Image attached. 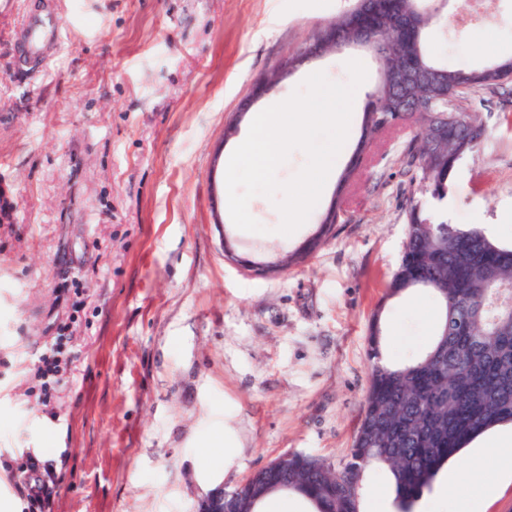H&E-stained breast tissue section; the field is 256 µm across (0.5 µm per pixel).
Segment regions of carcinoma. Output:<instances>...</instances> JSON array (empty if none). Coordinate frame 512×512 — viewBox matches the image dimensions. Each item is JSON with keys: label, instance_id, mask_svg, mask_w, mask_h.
<instances>
[{"label": "carcinoma", "instance_id": "cac0c4a2", "mask_svg": "<svg viewBox=\"0 0 512 512\" xmlns=\"http://www.w3.org/2000/svg\"><path fill=\"white\" fill-rule=\"evenodd\" d=\"M434 0H356L324 27L315 41L336 40V50L358 47L365 23L372 42L364 46L380 68L425 69L428 78L406 86V94L445 117L446 135L430 141L421 124L411 150L421 191L442 202L456 163L475 151L483 127L474 119L476 94L512 80V56L471 68L436 62L426 52V32L436 19ZM399 97L385 82L365 108L357 148L341 177L345 186L361 164L369 136L384 112L395 117ZM401 262L389 296L422 289L437 303L440 318L424 354L403 364L382 360L380 315L370 328V386L349 462L339 472L302 452L288 456L290 490L311 501L316 512H360L365 471L380 467L395 488L399 512L430 487L441 468L471 441L512 425V314L492 306L491 289L512 287V245L480 227L461 229L435 222L422 203L411 206Z\"/></svg>", "mask_w": 512, "mask_h": 512}]
</instances>
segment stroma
I'll use <instances>...</instances> for the list:
<instances>
[{"instance_id": "obj_1", "label": "stroma", "mask_w": 512, "mask_h": 512, "mask_svg": "<svg viewBox=\"0 0 512 512\" xmlns=\"http://www.w3.org/2000/svg\"><path fill=\"white\" fill-rule=\"evenodd\" d=\"M55 53L21 67L18 32L33 0H0V500L22 512L29 456L46 464L49 512H195L269 462L303 451L343 467L370 383V325L382 354L425 351L439 317L420 291L388 284L421 199L406 122L375 135L346 190L338 184L379 83L353 48L307 63L255 104L287 99L347 59L368 77L347 141L308 220L289 236L263 196L237 229L225 173L251 117L254 79L313 41L352 0H54ZM426 46L436 61L481 66L512 55V0L440 4ZM478 108L481 146L463 157L434 220L481 225L512 243V81ZM344 221L287 271L261 277L238 257L298 250L332 200ZM62 369L38 371L50 348ZM231 427L236 456L201 454ZM490 480L473 512H512V478L475 446L448 472Z\"/></svg>"}]
</instances>
